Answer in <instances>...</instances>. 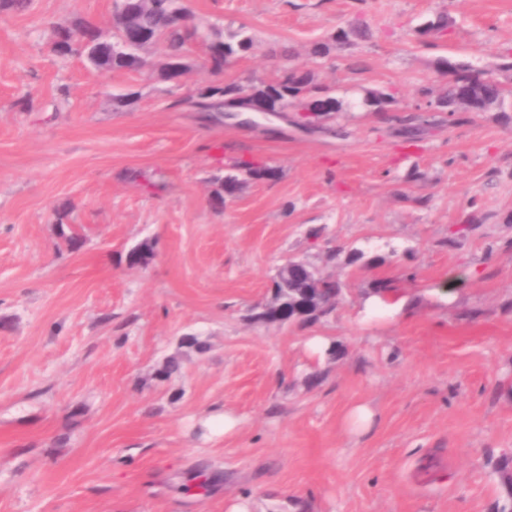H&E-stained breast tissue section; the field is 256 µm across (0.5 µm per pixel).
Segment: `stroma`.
I'll return each instance as SVG.
<instances>
[{
	"label": "stroma",
	"instance_id": "stroma-1",
	"mask_svg": "<svg viewBox=\"0 0 512 512\" xmlns=\"http://www.w3.org/2000/svg\"><path fill=\"white\" fill-rule=\"evenodd\" d=\"M112 3L0 13V512H493L512 452V0H181L253 36L225 82L307 70L343 101L312 132L189 107L212 79L200 44L177 82L54 52L59 22L111 36ZM440 14L446 33L418 36ZM359 15L371 38L311 55ZM447 59L501 101L423 107ZM370 90L396 100L369 111ZM227 175L240 189L214 208ZM291 259L342 282L335 311L255 322ZM381 280L401 315L368 313ZM172 356L181 373L157 378ZM218 411L233 432L205 431Z\"/></svg>",
	"mask_w": 512,
	"mask_h": 512
}]
</instances>
